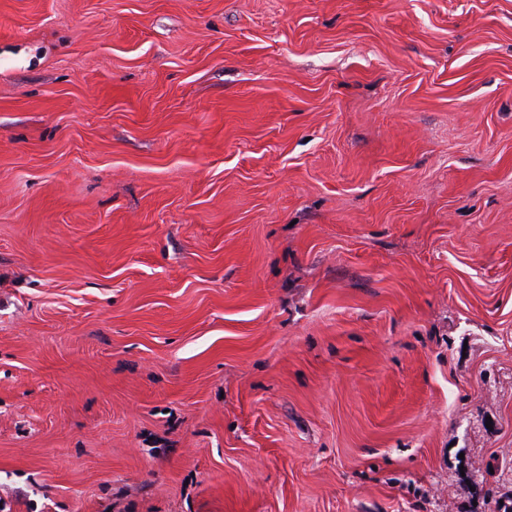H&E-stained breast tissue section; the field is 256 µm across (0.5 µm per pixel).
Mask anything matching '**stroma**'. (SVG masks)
<instances>
[{
    "mask_svg": "<svg viewBox=\"0 0 512 512\" xmlns=\"http://www.w3.org/2000/svg\"><path fill=\"white\" fill-rule=\"evenodd\" d=\"M512 0H0V512H495Z\"/></svg>",
    "mask_w": 512,
    "mask_h": 512,
    "instance_id": "35a3bbf8",
    "label": "stroma"
}]
</instances>
